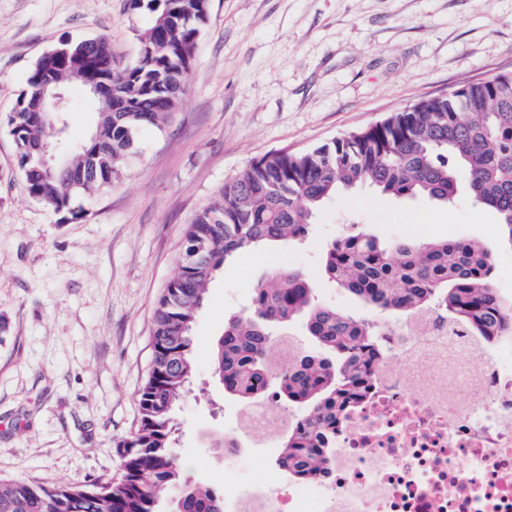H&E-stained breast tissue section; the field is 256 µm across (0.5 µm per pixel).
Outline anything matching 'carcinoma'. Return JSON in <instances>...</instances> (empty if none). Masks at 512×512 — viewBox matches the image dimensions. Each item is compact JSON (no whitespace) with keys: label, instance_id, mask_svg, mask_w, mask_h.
I'll use <instances>...</instances> for the list:
<instances>
[{"label":"carcinoma","instance_id":"cac0c4a2","mask_svg":"<svg viewBox=\"0 0 512 512\" xmlns=\"http://www.w3.org/2000/svg\"><path fill=\"white\" fill-rule=\"evenodd\" d=\"M132 6L152 14L133 62L117 68L104 40L95 50L86 39L64 37L51 58L33 63L4 119L29 195L65 221L83 219L80 199L119 177L140 128H160L175 117L210 8L206 0H132ZM73 77L106 83L113 98L135 111L96 113L90 138L62 153L71 178L36 161L35 147L55 140L58 130L56 116L40 112L31 97L43 85L49 94L61 90ZM361 186L447 205L463 187L474 205L499 215L512 244V76L407 106L312 150H280L250 162L187 225L178 271L153 314L139 424L117 444L119 476L95 488L1 481L0 512H159L172 491L175 512H224V496L185 479L175 454L174 405L190 391L191 330L206 287L241 250L304 239L327 200ZM322 267L329 281L377 313L411 315L437 306L483 343L512 335V301L491 288L493 255L475 242L384 241L358 228L328 242ZM253 304L254 314L224 323L215 372L224 393L247 406L266 396L305 407L279 436L277 463L311 482L332 452L322 432L336 424L382 357L380 328L368 316L321 303L299 271L271 273L254 289ZM299 316L317 350L270 364L273 336Z\"/></svg>","mask_w":512,"mask_h":512}]
</instances>
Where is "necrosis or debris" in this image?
<instances>
[{"label":"necrosis or debris","instance_id":"obj_1","mask_svg":"<svg viewBox=\"0 0 512 512\" xmlns=\"http://www.w3.org/2000/svg\"><path fill=\"white\" fill-rule=\"evenodd\" d=\"M380 342L321 479L273 481L233 512H512V336L486 346L430 309ZM292 421L263 398L242 425L273 438Z\"/></svg>","mask_w":512,"mask_h":512}]
</instances>
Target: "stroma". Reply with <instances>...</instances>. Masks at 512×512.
<instances>
[{
    "label": "stroma",
    "mask_w": 512,
    "mask_h": 512,
    "mask_svg": "<svg viewBox=\"0 0 512 512\" xmlns=\"http://www.w3.org/2000/svg\"><path fill=\"white\" fill-rule=\"evenodd\" d=\"M175 118L137 136L134 156L87 216L61 222L31 198L0 127V479L94 486L119 473L117 444L139 423L151 364V320L178 269L195 214L251 161L303 151L464 85L512 75V0H210ZM150 16L130 0H0V119L34 61L65 36L107 40L122 67ZM66 141L94 113L70 84ZM390 239L472 240L495 257L492 281L512 297V247L500 218L467 198L440 204L357 189L328 200L299 244L226 260L209 283L192 337V391L175 408L185 478L216 493L248 489L277 467L275 441L242 433L227 462L218 440L242 403L212 369L224 323L275 269H298L321 302L364 305L332 286L320 258L337 225Z\"/></svg>",
    "instance_id": "obj_1"
}]
</instances>
